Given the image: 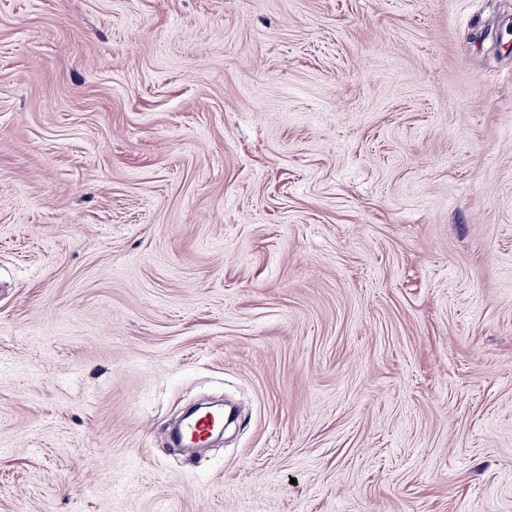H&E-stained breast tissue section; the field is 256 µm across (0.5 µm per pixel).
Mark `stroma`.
I'll use <instances>...</instances> for the list:
<instances>
[{"instance_id": "35a3bbf8", "label": "stroma", "mask_w": 512, "mask_h": 512, "mask_svg": "<svg viewBox=\"0 0 512 512\" xmlns=\"http://www.w3.org/2000/svg\"><path fill=\"white\" fill-rule=\"evenodd\" d=\"M0 512H512V0H0ZM213 425H224V416L221 414L214 416H209L208 413L201 414L194 420L187 423L183 431L190 441L193 437L198 438L205 434Z\"/></svg>"}]
</instances>
